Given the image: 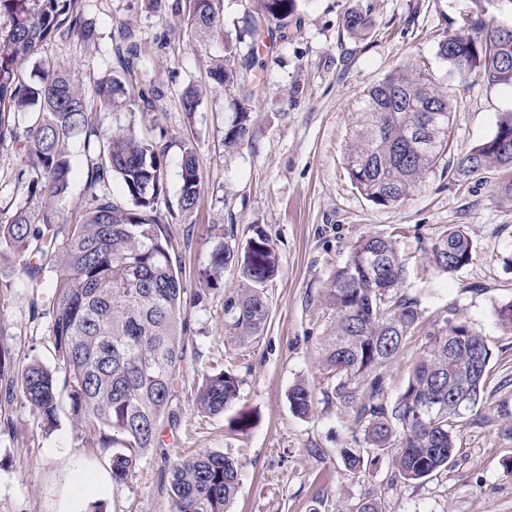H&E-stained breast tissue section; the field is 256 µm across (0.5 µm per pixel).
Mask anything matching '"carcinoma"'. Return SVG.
I'll use <instances>...</instances> for the list:
<instances>
[{
	"instance_id": "cac0c4a2",
	"label": "carcinoma",
	"mask_w": 512,
	"mask_h": 512,
	"mask_svg": "<svg viewBox=\"0 0 512 512\" xmlns=\"http://www.w3.org/2000/svg\"><path fill=\"white\" fill-rule=\"evenodd\" d=\"M295 8L296 0H251L248 59L236 60L225 47L213 79L227 87L250 85L263 24L275 23L267 29L270 41L284 40L286 19ZM189 21L195 29L216 26L213 0H194ZM374 25L370 3L344 14L343 26L356 39L366 38ZM464 28L467 33L439 43V57L465 78L512 87V36L501 37L494 22L480 17ZM60 32L92 36L82 22V0H0V148L16 140L22 111L38 107L26 130L28 186L48 199L36 217L0 210V248L22 259L30 284L48 268L55 273L51 341L64 381L58 384L51 368L31 362L18 374L22 397L51 428L60 390H66L74 423L112 448V482L120 485L140 457L160 444L163 422L173 427L178 421L172 402L186 356L182 310L188 289L158 216L167 191L166 147L131 125L95 128L87 99L70 74L42 65L38 83L29 85L18 73L19 62ZM139 59L140 48L131 40L119 56L121 70L97 81L100 106L109 108L126 95ZM453 109L447 93L420 66L395 69L371 87L353 113L346 153L359 194L375 206L390 207L429 175L447 171ZM249 131L250 109L243 102L224 133V146L237 148ZM81 134L85 147L97 143L87 178L89 202L77 221L58 224L50 199L68 189L70 144ZM501 169H512V111L502 113L493 134L458 159L455 173L465 182ZM114 178L129 204L117 203L104 190ZM201 186L195 153L186 146L180 161L182 210L195 207ZM473 253L461 225L444 229L426 251L428 264L446 274L470 264ZM407 265L396 231L387 237L362 235L352 243L324 288L329 329L316 349L325 400L350 415L362 437L358 447L340 449L346 470L358 474L375 467L392 451L394 477L412 482L452 464L459 428L486 390L492 352L484 337L454 314L428 332L429 346L406 385L394 401L385 400L383 369L421 330V302L403 292ZM277 266L273 242L259 226L245 243L221 241L213 250L205 286L218 285L228 267L237 269L241 282L224 301L230 342L259 335L269 312L266 286ZM240 384L230 364L204 375L195 395L197 413H224L238 399ZM461 394L466 405L457 408ZM288 401L294 415L307 418L315 394L306 382H297ZM238 470L237 461L219 451L178 461L168 480L169 512H230ZM346 512H385V506L368 493Z\"/></svg>"
}]
</instances>
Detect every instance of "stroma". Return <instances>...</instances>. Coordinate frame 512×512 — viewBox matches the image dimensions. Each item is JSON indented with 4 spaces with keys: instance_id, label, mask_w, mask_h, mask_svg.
Segmentation results:
<instances>
[{
    "instance_id": "stroma-1",
    "label": "stroma",
    "mask_w": 512,
    "mask_h": 512,
    "mask_svg": "<svg viewBox=\"0 0 512 512\" xmlns=\"http://www.w3.org/2000/svg\"><path fill=\"white\" fill-rule=\"evenodd\" d=\"M360 0H296L288 38L264 50L254 68V93L215 82L211 70L224 44L237 42L246 27L250 0H221L220 20L210 30L187 23L189 0H83L82 21L93 38L60 34L34 59L23 62L32 79L39 64L70 71L86 97L97 81L116 70L114 54L122 29L141 50L136 80L127 84L128 104L95 115L99 128L133 125L167 146L166 199L160 217L168 224L174 264L184 284L198 288L213 248L225 236L236 242L260 225L279 255L268 283L269 317L257 338L239 346L224 338V300L238 285L227 268L216 288L187 311L186 358L182 364L176 426L164 427L161 446L149 449L121 485L88 500L84 512H168L167 484L174 462L206 450L220 451L241 465L231 512H343L366 493L385 501L386 512H512V329L500 320L512 303V192L500 172L460 182L433 175L398 205L382 208L365 200L346 170L350 117L368 88L392 70L423 63L448 92L455 110L454 151L488 138L501 113L512 110V88L462 79L438 56L446 37L463 31L475 0H373L375 26L364 40L342 28V17ZM196 88L200 104L185 112L182 95ZM153 91L155 108L134 101ZM249 100L250 132L234 153L224 132L237 104ZM83 137L71 143L73 176L68 191L53 201L56 220L71 223L84 208L85 183L95 157ZM191 143L202 176L193 210L178 205L179 163ZM23 142L0 149V208L43 210L45 199L28 187ZM463 225L474 243L472 262L458 272H436L425 251L444 226ZM400 228L399 248L408 257L407 291L419 296L423 333L409 337L403 353L385 370L388 399H395L428 345V331L457 312L485 336L492 351L487 387L458 438L451 469L415 483L392 482L391 456L358 475L346 471L340 451L356 445L357 432L334 404L317 400L311 417L295 416L288 390L303 381L320 388L315 346L328 326L321 303L351 242L363 234L387 235ZM54 275L40 287L25 285L20 262L0 251V512H62L65 497L90 479L111 475V449L76 427L61 411L46 429L41 416L9 383L37 359L57 368L45 299ZM234 356L242 384L236 406L201 417L194 398L203 375ZM253 418L238 430V412Z\"/></svg>"
}]
</instances>
